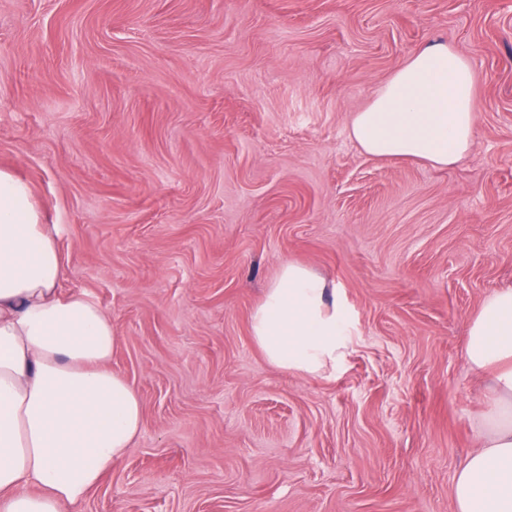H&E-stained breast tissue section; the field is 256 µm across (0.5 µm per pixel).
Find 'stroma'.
<instances>
[{"instance_id": "35a3bbf8", "label": "stroma", "mask_w": 512, "mask_h": 512, "mask_svg": "<svg viewBox=\"0 0 512 512\" xmlns=\"http://www.w3.org/2000/svg\"><path fill=\"white\" fill-rule=\"evenodd\" d=\"M431 41L474 71L470 150L364 153L353 113ZM0 169L142 405L81 512H456L468 325L512 286V0H0ZM288 261L344 294L335 370L250 334Z\"/></svg>"}]
</instances>
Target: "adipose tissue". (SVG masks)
Wrapping results in <instances>:
<instances>
[{"mask_svg": "<svg viewBox=\"0 0 512 512\" xmlns=\"http://www.w3.org/2000/svg\"><path fill=\"white\" fill-rule=\"evenodd\" d=\"M473 86L458 51L426 45L354 113L350 136L371 156L452 166L471 146ZM56 235L31 186L0 169V512H73L143 426L136 391L110 367L111 317L60 288ZM250 330L271 366L316 376L345 356L355 325L334 285L289 261ZM466 357L497 374L480 446L453 484L456 512H512V286L482 303Z\"/></svg>", "mask_w": 512, "mask_h": 512, "instance_id": "obj_1", "label": "adipose tissue"}]
</instances>
